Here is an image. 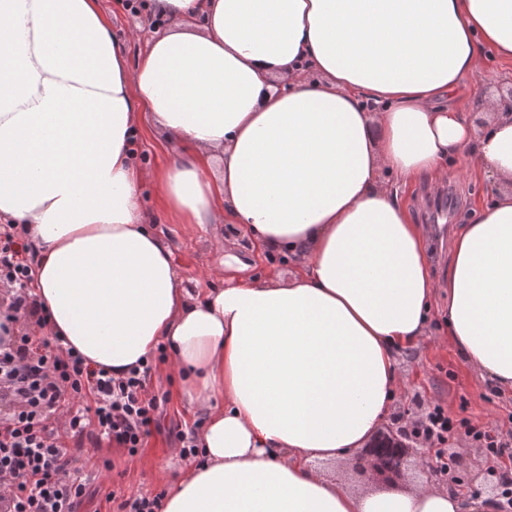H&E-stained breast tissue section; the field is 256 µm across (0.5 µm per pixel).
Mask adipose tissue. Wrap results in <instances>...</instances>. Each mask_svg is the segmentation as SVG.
Here are the masks:
<instances>
[{
  "label": "adipose tissue",
  "instance_id": "adipose-tissue-1",
  "mask_svg": "<svg viewBox=\"0 0 512 512\" xmlns=\"http://www.w3.org/2000/svg\"><path fill=\"white\" fill-rule=\"evenodd\" d=\"M166 23L136 66L98 0H0V216L24 225L33 288L92 367L167 352L200 411L198 453L160 512H489L441 489L348 490L314 466L360 447L428 334L436 288L470 367L512 389V194L477 203L431 274L407 201L448 163L512 181V116L468 81L512 61V0H151ZM182 150L132 152L140 117ZM242 227L289 277L224 265L191 288L140 204Z\"/></svg>",
  "mask_w": 512,
  "mask_h": 512
}]
</instances>
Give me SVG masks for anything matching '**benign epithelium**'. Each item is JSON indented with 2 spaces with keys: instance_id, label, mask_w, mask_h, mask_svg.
<instances>
[{
  "instance_id": "1",
  "label": "benign epithelium",
  "mask_w": 512,
  "mask_h": 512,
  "mask_svg": "<svg viewBox=\"0 0 512 512\" xmlns=\"http://www.w3.org/2000/svg\"><path fill=\"white\" fill-rule=\"evenodd\" d=\"M428 449L419 441H408L392 427L380 428L362 448L357 469L377 477L383 488L398 487L409 467L428 473L425 462Z\"/></svg>"
}]
</instances>
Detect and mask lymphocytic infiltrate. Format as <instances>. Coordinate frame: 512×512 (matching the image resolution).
Instances as JSON below:
<instances>
[{
    "instance_id": "obj_1",
    "label": "lymphocytic infiltrate",
    "mask_w": 512,
    "mask_h": 512,
    "mask_svg": "<svg viewBox=\"0 0 512 512\" xmlns=\"http://www.w3.org/2000/svg\"><path fill=\"white\" fill-rule=\"evenodd\" d=\"M32 264L22 228L0 225V285L11 291L0 318L15 326L0 336V512H77L89 480L72 472L74 452L105 440L136 456L158 424L161 400L151 391V366L116 378L60 337L38 335L46 314L29 287ZM58 413L66 417L61 429ZM402 428L438 448L457 423L436 406L404 418Z\"/></svg>"
}]
</instances>
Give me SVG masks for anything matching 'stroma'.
Returning a JSON list of instances; mask_svg holds the SVG:
<instances>
[{
	"label": "stroma",
	"mask_w": 512,
	"mask_h": 512,
	"mask_svg": "<svg viewBox=\"0 0 512 512\" xmlns=\"http://www.w3.org/2000/svg\"><path fill=\"white\" fill-rule=\"evenodd\" d=\"M99 5L113 33L123 41L129 63H137L148 42L159 32L158 27L152 26L149 13H131L125 9L123 0H99ZM490 195V182L467 179L453 170L439 189L418 184L413 212L417 222L428 231L425 247L431 254L435 278H442L448 270L451 238L462 226L472 202ZM143 202L157 212L156 229L170 247L180 274L201 285H223L224 254L214 248L208 234L196 227L170 223L160 216V194L154 184L144 186ZM398 366L406 377V385L393 404V412L406 411L417 416V404L422 401L431 406L441 405L456 420L464 418L499 431L512 428V392L497 389L470 368L449 337L441 335L440 339H429L404 351ZM152 387L165 402L162 431L150 438L147 448L133 458L125 450L105 443L97 448L85 447L76 454L73 468L81 473L89 469L91 459L106 458L112 462L110 476L97 481L96 494L82 503L79 512H117V504L106 499L110 486L121 487L128 496L156 494L164 491L169 477L184 467L185 458L173 453L179 445L174 431L190 430L200 417L181 399L178 380L165 363H158ZM448 446L463 464L454 484L457 490L475 497L481 494L483 482L498 483L499 473L485 448L464 431L455 432Z\"/></svg>",
	"instance_id": "stroma-1"
}]
</instances>
